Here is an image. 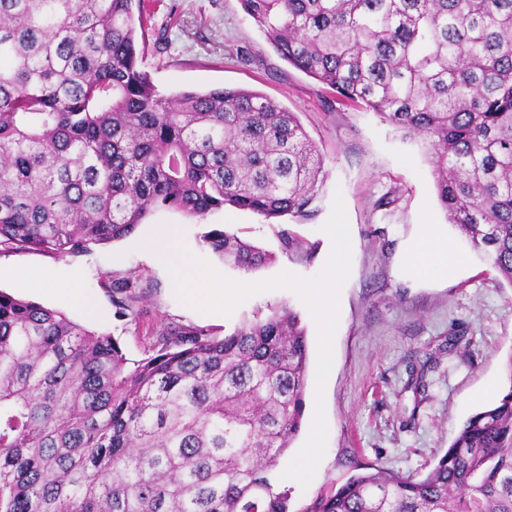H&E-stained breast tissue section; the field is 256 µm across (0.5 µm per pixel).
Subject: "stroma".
Wrapping results in <instances>:
<instances>
[{
	"label": "stroma",
	"mask_w": 512,
	"mask_h": 512,
	"mask_svg": "<svg viewBox=\"0 0 512 512\" xmlns=\"http://www.w3.org/2000/svg\"><path fill=\"white\" fill-rule=\"evenodd\" d=\"M149 6L143 68L161 93L246 88L298 115L327 172L317 214L278 225L229 207L202 223L158 210L130 237L92 246L83 255L58 258L0 247V291L37 300L90 331L114 336L130 369L147 357L167 327L229 333L255 310L290 306L307 336L305 410L313 412L316 399H323L328 436L318 475L308 487L275 479V491L288 495V512H312L322 495L364 465L428 473L465 421L492 402L486 387L511 386L506 363L512 358V285L447 223L423 144L402 139L372 111L342 103L335 92L282 60L240 0H150ZM338 192L354 247L340 293L335 368L321 389L316 386L317 327L295 293L258 294L228 317L202 313L181 301L165 264L144 247L165 225L176 229L192 253L234 280L261 281L285 270L312 277L331 248L321 227ZM213 224L232 225L272 253L273 262L249 274L225 269L223 258L199 240ZM418 224L437 225L450 251L466 255V264L425 282L404 275L400 256ZM285 231L298 239V247L283 248ZM31 267L47 269L67 287L95 297V318H85L64 296L33 294L20 275ZM115 278L137 282L141 296L132 306L141 313L139 323L116 316L107 287Z\"/></svg>",
	"instance_id": "obj_1"
}]
</instances>
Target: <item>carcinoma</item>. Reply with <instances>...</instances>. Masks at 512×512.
I'll return each instance as SVG.
<instances>
[{"label": "carcinoma", "instance_id": "cac0c4a2", "mask_svg": "<svg viewBox=\"0 0 512 512\" xmlns=\"http://www.w3.org/2000/svg\"><path fill=\"white\" fill-rule=\"evenodd\" d=\"M281 59L420 140L439 203L512 286V0H240ZM143 0H0V246L60 258L156 210L315 214L326 172L298 116L244 88L165 95ZM202 246L251 273L228 228ZM117 316L134 283L110 285ZM307 342L287 306L229 334L117 339L0 291V512H288L268 474L300 431ZM507 392L424 477L360 472L313 512H512Z\"/></svg>", "mask_w": 512, "mask_h": 512}]
</instances>
